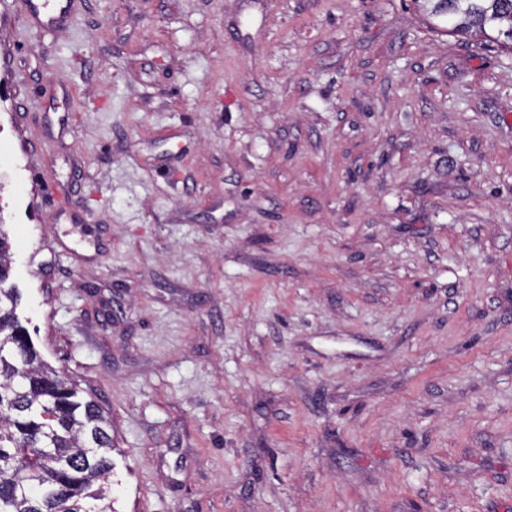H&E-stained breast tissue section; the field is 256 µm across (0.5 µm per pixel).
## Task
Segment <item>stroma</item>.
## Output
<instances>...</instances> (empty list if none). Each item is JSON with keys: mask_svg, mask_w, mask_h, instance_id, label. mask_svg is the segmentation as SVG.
I'll return each mask as SVG.
<instances>
[{"mask_svg": "<svg viewBox=\"0 0 512 512\" xmlns=\"http://www.w3.org/2000/svg\"><path fill=\"white\" fill-rule=\"evenodd\" d=\"M0 221L117 512H512V53L415 0H0ZM28 20L38 26H56L70 11V0H25Z\"/></svg>", "mask_w": 512, "mask_h": 512, "instance_id": "stroma-1", "label": "stroma"}]
</instances>
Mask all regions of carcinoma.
<instances>
[{
	"label": "carcinoma",
	"mask_w": 512,
	"mask_h": 512,
	"mask_svg": "<svg viewBox=\"0 0 512 512\" xmlns=\"http://www.w3.org/2000/svg\"><path fill=\"white\" fill-rule=\"evenodd\" d=\"M450 32L512 51V0H415ZM0 224V512H116L112 424L74 378L40 360L16 315Z\"/></svg>",
	"instance_id": "obj_1"
}]
</instances>
